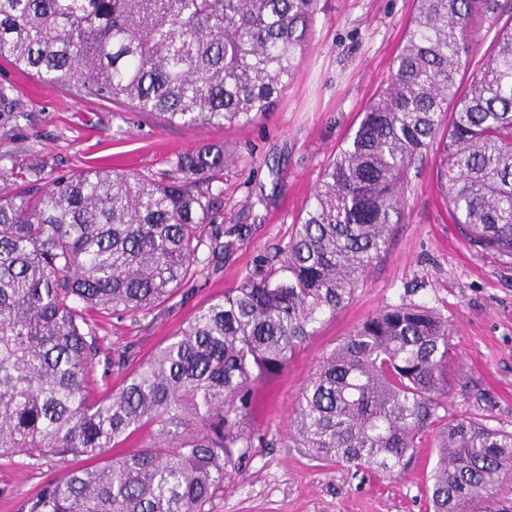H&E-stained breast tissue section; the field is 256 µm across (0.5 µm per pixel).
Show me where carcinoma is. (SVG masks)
Here are the masks:
<instances>
[{
    "label": "carcinoma",
    "instance_id": "obj_1",
    "mask_svg": "<svg viewBox=\"0 0 512 512\" xmlns=\"http://www.w3.org/2000/svg\"><path fill=\"white\" fill-rule=\"evenodd\" d=\"M317 0H0V58L48 85L153 112L172 125H248L295 73ZM479 67L462 61L483 28ZM430 152L467 242L512 259V10L417 0L388 86L325 168L269 268L201 308L102 396L112 316L165 302L224 256V151L179 156L156 180L89 169L0 193V457L76 459L22 512H209L224 489L255 381L286 368L336 314L400 222L408 172ZM448 318L387 305L319 363L293 440L317 459L393 472L440 419ZM143 441L118 457L112 449ZM512 432L453 419L427 495L434 512H512Z\"/></svg>",
    "mask_w": 512,
    "mask_h": 512
}]
</instances>
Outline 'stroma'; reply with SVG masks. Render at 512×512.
Instances as JSON below:
<instances>
[{
    "instance_id": "35a3bbf8",
    "label": "stroma",
    "mask_w": 512,
    "mask_h": 512,
    "mask_svg": "<svg viewBox=\"0 0 512 512\" xmlns=\"http://www.w3.org/2000/svg\"><path fill=\"white\" fill-rule=\"evenodd\" d=\"M414 0H318L296 72L272 111L252 124L170 125L129 105L80 98L0 60L23 115L0 114V171L51 178L64 170L122 169L149 177L176 155L205 145L227 162L222 190L229 237L215 269L184 283L163 304L99 318L103 356L124 352L130 367L149 358L198 309L235 288L285 246L297 217L369 100L386 87L415 13ZM404 216L385 254L348 304L324 317L287 368L252 389L244 422L252 446L235 455L211 512H431L425 488L436 462L427 427L407 469L388 473L322 461L291 439L299 393L322 357L360 322L408 300L448 319L452 358L438 415L472 418L512 432V259L470 247L449 219L433 158L412 168ZM69 461L27 467L0 458V512H21Z\"/></svg>"
}]
</instances>
